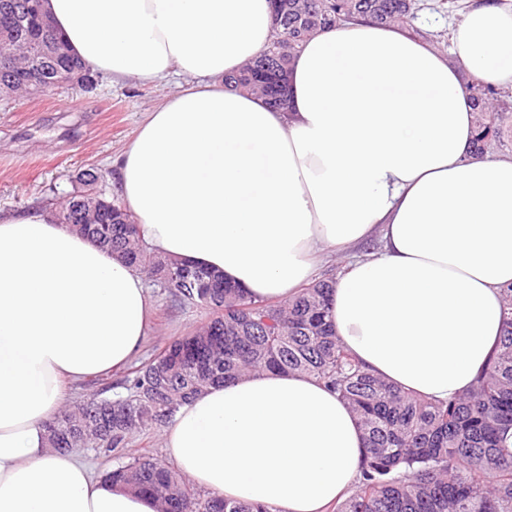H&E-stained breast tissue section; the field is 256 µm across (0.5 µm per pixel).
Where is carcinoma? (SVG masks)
<instances>
[{"label": "carcinoma", "instance_id": "1", "mask_svg": "<svg viewBox=\"0 0 512 512\" xmlns=\"http://www.w3.org/2000/svg\"><path fill=\"white\" fill-rule=\"evenodd\" d=\"M27 0H0V43L13 44L14 63L31 60L24 32ZM417 0H276L265 52L230 77L276 109L288 107L287 77L313 35L367 19L408 26ZM38 64L49 80L84 68L55 32ZM475 107L473 155L482 158L512 133L509 92L471 79ZM59 209L60 223L146 273L170 298L208 311L193 334L166 345L125 380L128 395L110 402L93 395L45 424L59 452L90 448L116 461L105 478L154 496L162 512H273L268 506L204 494L174 468L146 454H128L135 434L169 424L203 389L244 372L274 370L314 378L356 415L366 458L355 491L330 512H512V284L503 289V335L474 385L446 402L404 392L371 374L336 338L329 320L330 284L312 283L288 302L257 300L215 271L155 254L118 199L93 191L91 174Z\"/></svg>", "mask_w": 512, "mask_h": 512}]
</instances>
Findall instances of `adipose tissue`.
<instances>
[{
	"mask_svg": "<svg viewBox=\"0 0 512 512\" xmlns=\"http://www.w3.org/2000/svg\"><path fill=\"white\" fill-rule=\"evenodd\" d=\"M451 57L366 20L311 37L288 108L225 83L267 48L272 0H43L69 51L119 84L180 78L125 151L118 196L156 253L250 297L297 295L326 259L338 340L395 387L470 388L512 283V156L471 154L463 79L512 88V0H467ZM381 234L382 248H355ZM143 275L58 222L0 212V512H158L48 449L67 385L121 370L152 333ZM201 490L327 512L365 459L357 420L314 379L260 372L207 388L162 435Z\"/></svg>",
	"mask_w": 512,
	"mask_h": 512,
	"instance_id": "1",
	"label": "adipose tissue"
}]
</instances>
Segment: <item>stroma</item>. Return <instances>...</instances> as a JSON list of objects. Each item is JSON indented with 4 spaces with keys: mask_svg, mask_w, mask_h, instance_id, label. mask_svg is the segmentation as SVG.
Returning a JSON list of instances; mask_svg holds the SVG:
<instances>
[{
    "mask_svg": "<svg viewBox=\"0 0 512 512\" xmlns=\"http://www.w3.org/2000/svg\"><path fill=\"white\" fill-rule=\"evenodd\" d=\"M412 25L430 45L449 54L447 33L459 19L443 0H419ZM175 80L147 85L130 79L111 84L104 76L83 87L56 88L38 98H0V210H26L50 201L62 204L78 172L100 174L98 190L115 194L116 162L148 112L175 92ZM155 332L137 363L169 341L192 334L207 318L204 309L171 301L150 289Z\"/></svg>",
    "mask_w": 512,
    "mask_h": 512,
    "instance_id": "1",
    "label": "stroma"
}]
</instances>
